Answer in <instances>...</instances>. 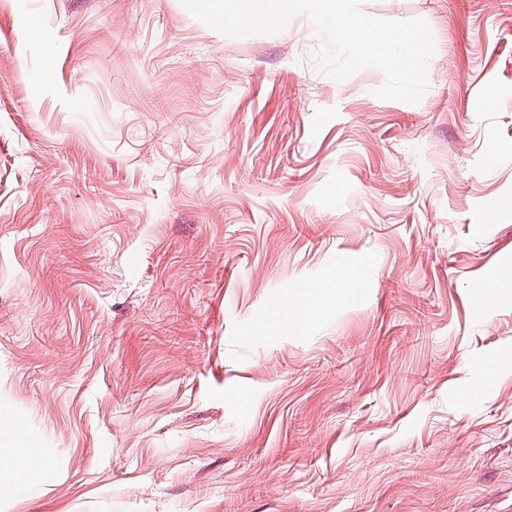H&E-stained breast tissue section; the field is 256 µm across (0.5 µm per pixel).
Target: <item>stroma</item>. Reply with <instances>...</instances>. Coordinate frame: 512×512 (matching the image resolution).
I'll use <instances>...</instances> for the list:
<instances>
[{
  "instance_id": "stroma-1",
  "label": "stroma",
  "mask_w": 512,
  "mask_h": 512,
  "mask_svg": "<svg viewBox=\"0 0 512 512\" xmlns=\"http://www.w3.org/2000/svg\"><path fill=\"white\" fill-rule=\"evenodd\" d=\"M360 8L419 103L303 14L0 0V512H512V0ZM17 449L18 448H0V480L10 478L17 483L19 482L17 478L23 476L25 480L22 482L27 486H38V488H41L43 485L48 484L49 474L46 472L47 467L44 463H40L39 466L34 465V467L26 473L17 469L14 460V453Z\"/></svg>"
}]
</instances>
